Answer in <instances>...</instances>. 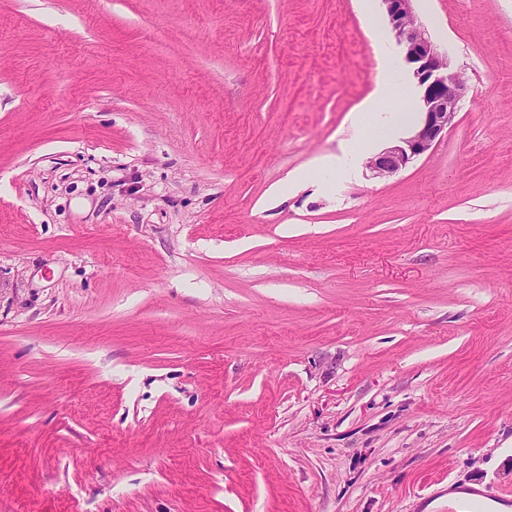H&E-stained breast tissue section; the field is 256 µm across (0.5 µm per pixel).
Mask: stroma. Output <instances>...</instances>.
Masks as SVG:
<instances>
[{
  "label": "stroma",
  "mask_w": 512,
  "mask_h": 512,
  "mask_svg": "<svg viewBox=\"0 0 512 512\" xmlns=\"http://www.w3.org/2000/svg\"><path fill=\"white\" fill-rule=\"evenodd\" d=\"M414 9L467 91L379 180L361 0H0V512L512 492V0Z\"/></svg>",
  "instance_id": "stroma-1"
}]
</instances>
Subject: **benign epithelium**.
Here are the masks:
<instances>
[{
    "mask_svg": "<svg viewBox=\"0 0 512 512\" xmlns=\"http://www.w3.org/2000/svg\"><path fill=\"white\" fill-rule=\"evenodd\" d=\"M405 61L412 65L420 89L422 114L411 136L392 143L370 158L367 168L375 178H389L431 149L455 123L465 85L445 54L417 21L413 0H382Z\"/></svg>",
    "mask_w": 512,
    "mask_h": 512,
    "instance_id": "1",
    "label": "benign epithelium"
}]
</instances>
